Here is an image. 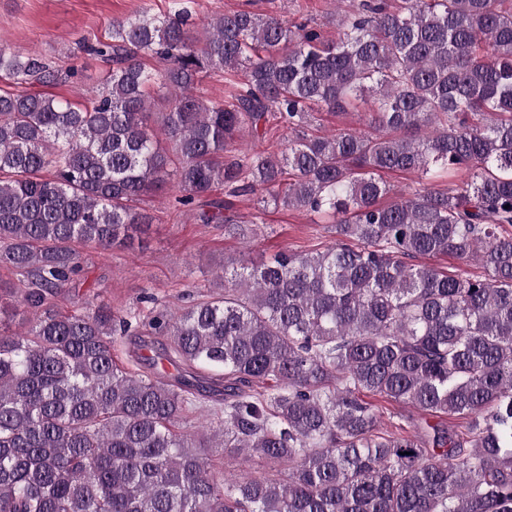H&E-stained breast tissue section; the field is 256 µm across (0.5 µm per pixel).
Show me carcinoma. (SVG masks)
<instances>
[{
    "label": "carcinoma",
    "mask_w": 512,
    "mask_h": 512,
    "mask_svg": "<svg viewBox=\"0 0 512 512\" xmlns=\"http://www.w3.org/2000/svg\"><path fill=\"white\" fill-rule=\"evenodd\" d=\"M361 0L338 39L274 15L199 25L191 0L114 19L86 45L108 66L81 103L33 92L74 76L0 46V265L26 278L23 333L0 328V512H512V5ZM159 64L147 69L141 57ZM233 77L221 101L194 93ZM166 105L149 132L151 100ZM361 104L370 131L302 133L279 154L222 161L270 116L295 131ZM464 168L461 185L399 196L383 170ZM175 178L189 206L219 187L327 212L337 243L224 267L220 287L148 322L49 300L80 271L75 241H133L135 203ZM475 260L478 277L405 257ZM117 336H164L184 373L131 375ZM224 411L193 431L198 372ZM366 394L469 420L381 432ZM285 467L214 468L215 449Z\"/></svg>",
    "instance_id": "cac0c4a2"
}]
</instances>
